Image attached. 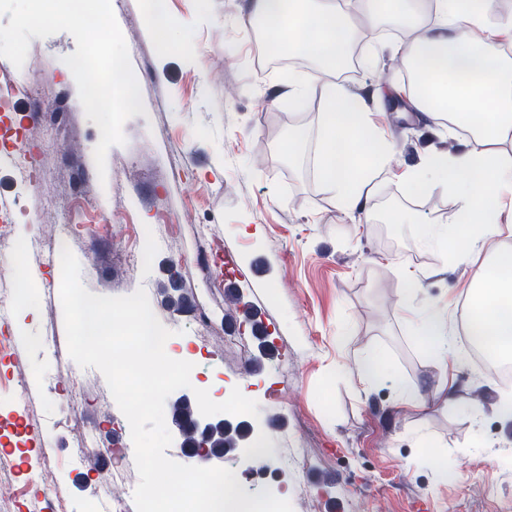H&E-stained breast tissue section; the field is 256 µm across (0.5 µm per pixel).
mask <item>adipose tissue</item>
Here are the masks:
<instances>
[{
  "label": "adipose tissue",
  "instance_id": "1",
  "mask_svg": "<svg viewBox=\"0 0 512 512\" xmlns=\"http://www.w3.org/2000/svg\"><path fill=\"white\" fill-rule=\"evenodd\" d=\"M499 0H248L251 21L274 33L289 54L313 59L315 76L294 75L289 94L305 102L322 99L321 128L314 155L315 172L337 207L352 213L366 206L367 185L388 165L391 132L380 127L369 102L402 101L414 111L458 126L469 123L472 140L458 153L430 158L403 173L420 190L451 195L457 216L448 225H418L423 248L450 247L457 262L487 257L476 272L469 297L475 311L468 325L480 331L487 352L512 358V152L502 149L512 132V17L498 14ZM363 14L365 25L354 22ZM409 26L413 37L398 44L374 38L377 19ZM369 45V61L384 52L401 54L406 80L377 86L370 96L351 92L331 75L348 59L356 41ZM410 328L439 375L429 393L397 382L404 404L458 403L459 386L448 370L455 353L456 328L446 311L429 307L414 313Z\"/></svg>",
  "mask_w": 512,
  "mask_h": 512
}]
</instances>
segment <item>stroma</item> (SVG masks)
Listing matches in <instances>:
<instances>
[{
	"label": "stroma",
	"mask_w": 512,
	"mask_h": 512,
	"mask_svg": "<svg viewBox=\"0 0 512 512\" xmlns=\"http://www.w3.org/2000/svg\"><path fill=\"white\" fill-rule=\"evenodd\" d=\"M114 13L145 112L125 122V142L108 149L105 175L94 160L100 131L64 62L74 38H31L19 68L0 57V67L25 83L0 110V134L11 129L34 139L53 112H71L69 127L56 132L58 148L36 156L39 174L26 204L38 223L15 232L23 240L42 229L43 244L25 253L11 279L48 295L32 315L15 305L0 328L12 341L0 376L27 375L0 397V449L28 451L12 472L21 493L11 512H27L48 484L64 512H93L91 488L111 479V461L91 453L77 462L72 451L89 432L100 440L128 434L115 421L120 410L102 373L80 367L63 340L62 271L48 261L62 222L74 228L69 248L83 285L111 297L145 290L174 344L195 347L197 311L242 327L244 305L264 308L265 340L245 335L237 350L213 335V355L197 366V381L165 404L197 389L214 398L237 388L255 400L258 416L242 418L247 432L268 427L274 455L304 445L296 512H512V422L495 413L512 384L489 381L460 335L463 405L415 411L394 388L402 379L426 392L438 376L398 313L406 277L420 285L414 306L447 308L460 323L477 270L417 246L415 223H451L457 205L450 195L413 189L401 175L442 144L464 149L467 127L452 135L417 113L384 110L378 121L393 133L390 169L369 184V211L346 214L313 170V144L293 158L285 150L294 127L316 134L321 104L314 96L297 108L287 69L257 66L246 0H166L162 39L143 0H121ZM404 73L401 58L389 54L377 67H359L347 85L366 97ZM404 214L414 224L400 223ZM164 235L168 244L156 245ZM208 242L229 250L240 273L262 260V280L226 295L224 270L207 272L196 261ZM131 251L141 257L135 272L118 261ZM44 336L59 337L58 346L40 345ZM370 351L383 356L392 380L359 383L357 361ZM70 376L82 379L85 398L74 421L54 392ZM470 401L481 406L480 418L467 410Z\"/></svg>",
	"instance_id": "obj_1"
}]
</instances>
